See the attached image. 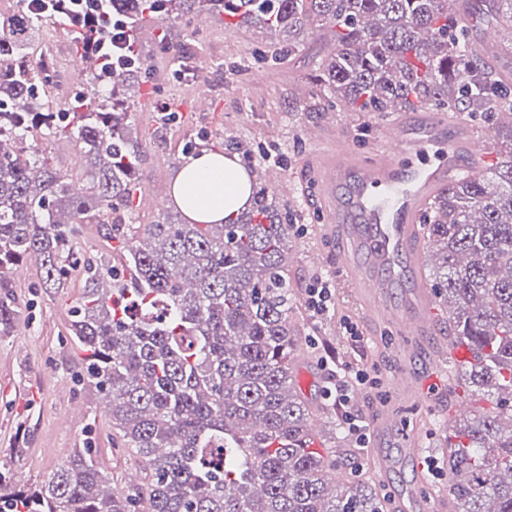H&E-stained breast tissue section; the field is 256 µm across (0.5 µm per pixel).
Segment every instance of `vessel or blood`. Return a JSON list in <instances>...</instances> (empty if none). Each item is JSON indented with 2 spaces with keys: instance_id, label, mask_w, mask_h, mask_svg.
Instances as JSON below:
<instances>
[{
  "instance_id": "1",
  "label": "vessel or blood",
  "mask_w": 512,
  "mask_h": 512,
  "mask_svg": "<svg viewBox=\"0 0 512 512\" xmlns=\"http://www.w3.org/2000/svg\"><path fill=\"white\" fill-rule=\"evenodd\" d=\"M487 143L462 125L423 115L400 123L384 136L372 158L362 160L342 147L321 145L312 170L324 223L335 225L352 251H337L336 266L346 274L366 317L390 322L406 339L404 368L394 381L401 398L423 401L441 371L414 372L413 340L432 330L430 295L420 280V216L427 204L457 176L484 160ZM399 305L384 295L398 287Z\"/></svg>"
}]
</instances>
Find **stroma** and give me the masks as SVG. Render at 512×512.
Returning a JSON list of instances; mask_svg holds the SVG:
<instances>
[{"label":"stroma","instance_id":"1","mask_svg":"<svg viewBox=\"0 0 512 512\" xmlns=\"http://www.w3.org/2000/svg\"><path fill=\"white\" fill-rule=\"evenodd\" d=\"M137 40L152 61L153 75L137 87L133 121L145 142L142 170L154 184L155 194L168 195L191 144L209 141L213 151L224 149L225 137L253 143L272 155L267 168L281 172L295 183L293 196L281 201L295 216L296 227L288 242V283L297 300H304L314 279L336 275L332 254L336 240L323 232L320 211L309 189L306 165L315 151L309 137L314 128L331 126L344 133L356 155H371L384 134L398 120L397 113L353 112L322 102L314 77L327 53L324 43L308 41L303 54L267 58L265 34L249 26L225 27L210 15L200 27L184 29L141 27ZM73 40L54 27H46L36 42L45 64L66 74L74 57ZM210 65L206 78H196L198 61ZM207 92L211 108L193 109L200 92ZM173 103L175 119L159 124L154 105ZM38 266L24 264L14 277L11 293L22 315L12 335L0 338V482L28 488L46 481L55 468L69 461L85 444H92L97 465L113 484L123 485L137 474L136 456L112 440V429L102 408V396L94 389H79L72 376L83 365L84 354L70 334L71 309L85 286L79 271H71L63 287L40 285ZM357 321L360 342L338 334L342 315ZM301 355L296 373L308 374L306 397L320 404L330 381V366L356 365L374 372L377 392L365 393L353 402L352 411L374 423L379 410L393 412L403 428L418 430L424 457H438L434 442L441 422L448 419V388L435 387L426 402L402 399L393 380L403 366L396 353L398 340L385 323L368 324L345 292H338L335 310L321 322H299ZM313 425L326 447V455L339 459L347 480L371 476L370 451L357 447L351 436L336 440L334 423L324 415ZM447 471L430 474L422 460L398 458L383 480L384 492L397 497L402 490L422 486L425 494L448 497Z\"/></svg>","mask_w":512,"mask_h":512}]
</instances>
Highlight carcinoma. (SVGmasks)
Segmentation results:
<instances>
[{
  "instance_id": "cac0c4a2",
  "label": "carcinoma",
  "mask_w": 512,
  "mask_h": 512,
  "mask_svg": "<svg viewBox=\"0 0 512 512\" xmlns=\"http://www.w3.org/2000/svg\"><path fill=\"white\" fill-rule=\"evenodd\" d=\"M201 14L267 34L295 55L310 38L333 49L317 79L330 103L358 112L436 107L512 115V87L468 49L467 21L512 26V0H109L81 28L30 0L0 10V336L21 311L7 291L13 267L33 257L43 284L79 268L85 288L71 333L85 352L81 385L109 397L116 442L140 459L141 483L120 489L91 449L28 489L0 487V512H389L374 480L329 489L336 460L311 447L317 409L295 390L299 341L286 271L292 230L276 192L254 167L251 208L222 224H187L165 212L121 232L142 183V147L126 76L149 68L136 48L148 20L191 26ZM120 20L127 66L108 68L87 45ZM53 25L81 33L84 84L99 90L43 100L46 66L29 52ZM70 140L78 174L54 168L45 145ZM495 164L458 179L427 206L429 285L448 306V334L466 343L463 375L495 408L448 419V512H512V127ZM108 224L120 261L106 266L69 247L78 224Z\"/></svg>"
}]
</instances>
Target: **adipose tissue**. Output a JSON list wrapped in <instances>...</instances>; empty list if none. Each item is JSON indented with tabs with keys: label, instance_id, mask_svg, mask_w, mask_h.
<instances>
[{
	"label": "adipose tissue",
	"instance_id": "obj_1",
	"mask_svg": "<svg viewBox=\"0 0 512 512\" xmlns=\"http://www.w3.org/2000/svg\"><path fill=\"white\" fill-rule=\"evenodd\" d=\"M252 194L247 169L220 152L187 157L172 183L174 202L196 224H220L244 208Z\"/></svg>",
	"mask_w": 512,
	"mask_h": 512
}]
</instances>
